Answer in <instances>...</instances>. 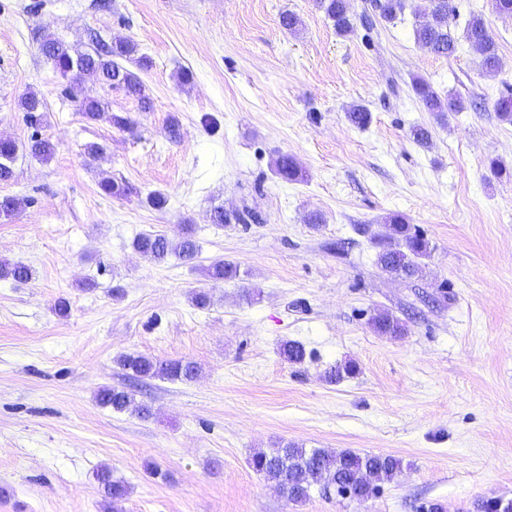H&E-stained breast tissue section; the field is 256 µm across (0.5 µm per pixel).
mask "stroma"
I'll return each instance as SVG.
<instances>
[{
	"mask_svg": "<svg viewBox=\"0 0 512 512\" xmlns=\"http://www.w3.org/2000/svg\"><path fill=\"white\" fill-rule=\"evenodd\" d=\"M454 4L456 33L484 17L496 76L467 41L449 57L417 45L427 0L344 36L316 0H0V136L55 146L46 163L19 155L0 182V197L22 201L0 215V261L32 272L0 278V512H106L103 467L130 487L125 512H473L477 499H512V124L494 110L512 88V16L490 0ZM285 12L297 34L281 27ZM45 37L76 52L134 41L151 61L149 109L62 78ZM415 76L476 108L440 122ZM29 92L45 104L35 128L20 107ZM87 94L130 128L87 120ZM357 104L371 114L363 130L345 117ZM416 125L429 144L411 138ZM282 154L302 179L275 174ZM105 178L134 195H104ZM156 191L166 208L150 206ZM217 207L255 219L219 226ZM311 212L321 224H306ZM397 214L431 247L410 280L385 273L370 242ZM186 226L193 263L133 249L140 234L175 240ZM218 260L238 278L210 281ZM201 288L214 297L206 310L192 303ZM380 312L405 334L377 335ZM285 340L304 345V362L281 356ZM125 353L200 372L137 382L117 363ZM344 363L354 373L328 383ZM105 387L131 389L151 417L100 405ZM287 442L391 455L402 470L364 502L316 485L294 505L249 465Z\"/></svg>",
	"mask_w": 512,
	"mask_h": 512,
	"instance_id": "1",
	"label": "stroma"
}]
</instances>
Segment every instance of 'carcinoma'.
I'll return each mask as SVG.
<instances>
[{
    "label": "carcinoma",
    "instance_id": "cac0c4a2",
    "mask_svg": "<svg viewBox=\"0 0 512 512\" xmlns=\"http://www.w3.org/2000/svg\"><path fill=\"white\" fill-rule=\"evenodd\" d=\"M376 13H362L359 17L362 27L369 30L374 26L373 17L392 22L404 13L408 0H375ZM319 7L333 23L340 34L354 28V17L350 14L349 0H319ZM455 13L452 0H431L427 22L414 30L419 47L440 57H449L456 52L458 37L452 28L451 19ZM464 38L471 43L480 57L483 73L488 76L498 74L500 57L498 44L489 34L485 20L479 15H471L464 29ZM40 50L61 77L74 81L86 73L95 75L100 83L109 88L122 89L137 98L143 106H148L149 98L139 76L125 67L121 60H127L137 53V45L130 40L118 39L110 44L98 42L91 53L74 54L62 42L45 38ZM412 89L425 110L445 119L450 112H462L471 106L468 99L459 95L441 97L429 82L421 77L412 80ZM21 109L26 113L30 126H37L43 118V101L34 92L22 97ZM80 109L91 121L107 119L119 128L129 125L123 116L105 111L95 97L83 98ZM347 120L356 128H364L370 122V112L363 106H355L347 112ZM24 150L31 157L47 162L55 153L54 145L47 139L34 134ZM19 152L18 143L8 137H0V182H8L14 177L13 165ZM275 169L281 178L292 181L302 177L295 160L288 155H280L275 160ZM101 191L110 197L121 199L130 193L123 182L104 179L100 182ZM250 215L240 212H226L222 208L214 210V224H245ZM377 248V264L386 272L411 278L420 271V260L430 254L429 242L422 234L399 217H393L388 224V232L374 236ZM134 249L142 255L163 262L170 255H177L185 262H192L197 256V247L187 235L173 241L161 234H142L134 240ZM213 281L233 279L238 268L231 262L218 261L206 270ZM0 277H10L17 281L31 278L29 267L19 263L0 262ZM370 325L374 332L382 336H402L405 332L400 320L389 313H379L372 317ZM282 354L291 363H298L305 357V349L296 341L283 344ZM117 363L133 378H160L170 381H188L198 375V366L193 362H160L139 354H122ZM98 400L112 410L124 412L132 410L147 417L150 409L137 405L133 396L126 390L106 388L98 394ZM250 465L263 476L276 490L293 504L303 503L309 498L313 486L335 487L347 492L358 501H366L376 494L379 484L391 480L400 472L401 461L392 456L360 454L352 450H328L314 448L307 450L295 443H286L269 451H259L252 455ZM97 478L103 486L105 497L112 504V512H124L122 503L129 494V487L122 481L112 479L110 470L102 469ZM474 512H512V505L501 498L479 500L473 505Z\"/></svg>",
    "mask_w": 512,
    "mask_h": 512
}]
</instances>
